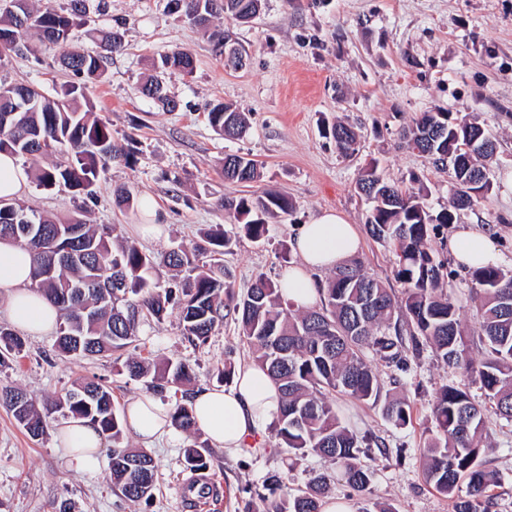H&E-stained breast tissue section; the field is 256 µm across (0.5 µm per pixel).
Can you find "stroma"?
<instances>
[{"label":"stroma","mask_w":512,"mask_h":512,"mask_svg":"<svg viewBox=\"0 0 512 512\" xmlns=\"http://www.w3.org/2000/svg\"><path fill=\"white\" fill-rule=\"evenodd\" d=\"M223 28L245 53L240 69L225 66L202 31L178 22L168 0H87L80 47L96 51L100 32L110 29L122 34L124 47L108 60L104 78L88 84L86 94L130 154L129 163L111 164L102 173L96 196L87 204L90 222L115 226L119 241L155 255L192 249L209 229L223 228L233 237L224 270L240 293L257 274L276 281L292 266L294 227L325 211L363 227L368 205L355 186L371 162H378L385 177L401 188H426L434 209L449 206L453 186L447 171L404 147L398 132L424 111L469 115L497 144L487 163L492 192L486 202L456 212L430 246L449 261L445 287L460 308L467 351L482 357L476 290L468 270L450 260L451 239L457 228L481 229L501 255L500 268L512 273V189L503 183L505 172L512 171V0H265L250 22L229 21ZM174 48L192 54L195 71L165 74L167 90L179 103L168 112L139 88L151 75L153 61ZM64 51L61 45L36 44L33 54L0 65V82L47 90L70 83L72 73L58 63ZM217 102L249 113L251 128L244 138L227 140L214 131L207 113ZM339 121L359 135L357 151L349 157L324 135ZM228 153L262 164V181L247 187L226 182L221 168ZM117 185L128 186L134 198H154L165 226L160 239L136 233L141 208L116 205L112 189ZM246 190L280 191L296 209L271 219L265 238L253 241L220 205L222 198ZM20 203L58 217L78 207L67 191L48 192L33 183ZM362 241L359 258L367 270L402 294L393 252L370 236ZM54 340L51 334L27 337L24 355L0 368V386L22 388L40 403L78 377L95 376L111 387L120 414L131 399L147 393L146 380L131 379L115 358L67 359L57 355ZM136 353L158 371L170 361L186 362L198 389L217 386L216 369L225 360L239 367L251 362L250 345L234 319H225L209 342L196 348L184 341L175 309L162 321L141 324ZM376 367L385 388L410 401L407 425L386 419L382 403L333 398L352 430L380 443L365 495L353 492L328 459L289 453L270 422L261 447L233 454L211 448L205 475L211 496L204 512H266L269 475H279L284 490L295 492L321 473L332 477L330 497L354 505L366 498L394 512H454L452 501L427 482L419 450L436 432L435 394L457 380V373L428 349L409 357L407 370L382 360ZM56 428L49 423L42 436L31 438L0 407V512H53L64 499L74 503L75 512H195L184 497L185 486L194 480L184 463L192 435L175 429L150 447L156 488L146 505L113 488L108 448H100L92 471L71 469L55 446ZM484 436L486 464L501 477L491 490L490 512H512V422L488 415Z\"/></svg>","instance_id":"35a3bbf8"}]
</instances>
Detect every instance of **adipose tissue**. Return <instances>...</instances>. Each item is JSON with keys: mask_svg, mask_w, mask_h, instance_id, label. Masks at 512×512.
<instances>
[{"mask_svg": "<svg viewBox=\"0 0 512 512\" xmlns=\"http://www.w3.org/2000/svg\"><path fill=\"white\" fill-rule=\"evenodd\" d=\"M360 245L355 225L333 212L299 225L293 238L299 262L288 268L280 281L283 298L300 308L312 306L317 298L316 273L342 264L358 253ZM451 251L456 263L467 269L497 259L491 237L469 227L454 234ZM31 271L32 257L27 250L0 241V306L16 329L40 335L56 327L59 312L31 289ZM191 403L199 429L213 444L233 452L253 447L262 439L264 423L278 413L280 394L266 372L251 364L240 367L227 388L197 390ZM125 426L134 438L150 444L168 433L170 419L158 401L141 395L129 401ZM56 439L66 451L69 466L78 470L92 466L102 446L97 427L82 420L65 423Z\"/></svg>", "mask_w": 512, "mask_h": 512, "instance_id": "ef3b65f1", "label": "adipose tissue"}]
</instances>
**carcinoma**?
<instances>
[{"label":"carcinoma","instance_id":"carcinoma-1","mask_svg":"<svg viewBox=\"0 0 512 512\" xmlns=\"http://www.w3.org/2000/svg\"><path fill=\"white\" fill-rule=\"evenodd\" d=\"M170 3L177 18L210 32L220 47L227 35L211 29L213 18L222 14L246 22L263 6V0ZM85 14L86 0H70L65 9L47 7L36 12L28 0H0V34H19L17 43L0 41V63L13 54L34 51L36 40L69 42ZM122 47V35L108 31L101 37L100 52L72 48L64 53L59 63L76 81L51 95L24 83L0 84V112L13 111L0 127V151L20 158L62 156L49 167L31 170L38 187L64 188L91 199L109 162H129L130 154L114 141L110 123L94 115L86 96V83L102 79L107 60ZM159 68L190 74L194 59L187 51L175 49L161 57ZM142 92L170 106L161 81L145 83ZM208 118L222 136L238 138L248 129L244 113L228 105H215ZM476 126L477 121L450 112H421L403 130L402 139L434 166L443 167ZM328 135L343 154L356 150L357 135L350 127L337 123ZM482 139L490 143L488 150L459 167L450 165L451 178L461 190L451 208L437 213L425 205L421 193L403 191L387 181L376 163L361 173L357 190L372 203L365 229L377 243L394 248L396 276L404 285L401 298L357 259L337 266L332 276L319 283V300L306 310L283 307L276 283L263 273L239 294L224 276L222 256L232 242L226 231L206 234L204 244L192 251L178 247L157 258L133 243L113 249L114 229H96L80 213L53 219L12 202L14 218L0 222V233L14 225L35 227L32 236H19L17 244L33 255L32 287L61 312L56 349L64 357L78 360L125 350L137 341L141 320L150 317L159 322L173 307L179 310L184 340L194 347L205 345L224 319L234 318L249 340L253 362L281 392L278 438L303 455L314 453L333 461L345 483L359 494L367 490L373 474L365 458L374 440L350 430L327 395L374 403L382 399L386 418L404 426L410 421V402L384 391L365 350L405 369L404 344H410L415 353L431 348L444 365L480 385L486 404L475 402L459 385L445 384L437 391L432 405L436 434L420 449L426 480L452 499L454 512H488V491L500 483V476L483 461L486 415L492 412L512 420V274L491 265L470 270L479 290L478 335L486 346V356L477 362L467 354L459 308L444 289L448 261L427 247L431 234L451 223L454 212L488 199L491 183L481 161L494 155L496 143L486 131ZM262 176L256 160L237 154L224 157V179L251 183ZM294 208L291 199L272 191L224 198V210L233 213L256 241L264 238L268 219ZM73 225L81 228L76 237L68 234ZM159 263L183 269L187 277L163 288L151 278ZM24 347L22 336L0 326V367ZM123 367L133 379L150 374L149 363L138 357L127 358ZM193 378L189 364L171 361L163 373L152 377L150 387L158 392L178 390ZM0 405L33 438L43 435L47 420L58 417L88 420L113 442L122 433L111 388L95 377L78 379L72 388L44 401L40 411L27 393L4 386ZM170 418L175 428L199 433L188 404H177ZM110 460L112 485L130 500L150 503L155 486L151 455L114 447ZM185 464L193 474L203 475L210 467L208 445L202 441L186 449ZM267 483L275 495L269 512H321L330 476L318 474L296 493L282 492V481L275 474Z\"/></svg>","mask_w":512,"mask_h":512}]
</instances>
